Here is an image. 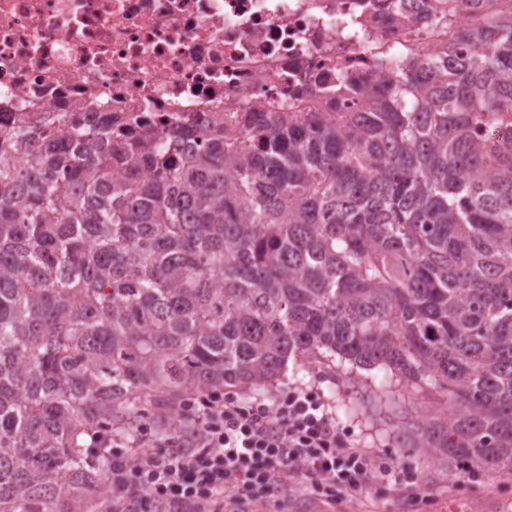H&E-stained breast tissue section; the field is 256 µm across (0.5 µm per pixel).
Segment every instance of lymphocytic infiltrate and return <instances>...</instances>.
<instances>
[{
  "instance_id": "lymphocytic-infiltrate-1",
  "label": "lymphocytic infiltrate",
  "mask_w": 512,
  "mask_h": 512,
  "mask_svg": "<svg viewBox=\"0 0 512 512\" xmlns=\"http://www.w3.org/2000/svg\"><path fill=\"white\" fill-rule=\"evenodd\" d=\"M173 415L176 428L139 432L134 455L113 453L109 512L148 503L155 512H223L225 502H259L299 478L335 502L375 481H402L398 462L354 447L309 387L252 404L213 392Z\"/></svg>"
}]
</instances>
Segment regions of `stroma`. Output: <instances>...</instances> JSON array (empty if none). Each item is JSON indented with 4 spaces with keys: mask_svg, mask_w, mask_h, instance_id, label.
<instances>
[{
    "mask_svg": "<svg viewBox=\"0 0 512 512\" xmlns=\"http://www.w3.org/2000/svg\"><path fill=\"white\" fill-rule=\"evenodd\" d=\"M293 386L318 389L330 404L340 431L381 461L402 462L405 479L423 489L413 498L392 483L370 485L341 503L328 502L323 491L304 480H293L272 498L259 503L228 504L224 512H446L456 503L467 512H512V468L473 477L442 462L427 460L417 448H403L395 438L402 422L443 409L439 388L400 385L385 389L378 370L350 372L333 356L289 362L284 376L261 389L241 388L243 402L272 399Z\"/></svg>",
    "mask_w": 512,
    "mask_h": 512,
    "instance_id": "stroma-1",
    "label": "stroma"
}]
</instances>
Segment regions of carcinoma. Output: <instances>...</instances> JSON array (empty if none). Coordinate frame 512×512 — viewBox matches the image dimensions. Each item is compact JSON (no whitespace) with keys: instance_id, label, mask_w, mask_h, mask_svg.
<instances>
[{"instance_id":"carcinoma-1","label":"carcinoma","mask_w":512,"mask_h":512,"mask_svg":"<svg viewBox=\"0 0 512 512\" xmlns=\"http://www.w3.org/2000/svg\"><path fill=\"white\" fill-rule=\"evenodd\" d=\"M392 81L340 72L355 111L251 147L173 127L203 140L177 160L110 122L0 129V512H94L95 438L324 353L444 391L407 447L512 467V3Z\"/></svg>"}]
</instances>
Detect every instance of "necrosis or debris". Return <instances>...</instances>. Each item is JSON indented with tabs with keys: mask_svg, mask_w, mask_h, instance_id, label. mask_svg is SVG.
<instances>
[{
	"mask_svg": "<svg viewBox=\"0 0 512 512\" xmlns=\"http://www.w3.org/2000/svg\"><path fill=\"white\" fill-rule=\"evenodd\" d=\"M475 16L388 26L368 0H0V127L162 140L216 119L235 145L253 111L300 122L325 106L337 72L389 88L397 59L433 56Z\"/></svg>",
	"mask_w": 512,
	"mask_h": 512,
	"instance_id": "necrosis-or-debris-1",
	"label": "necrosis or debris"
}]
</instances>
